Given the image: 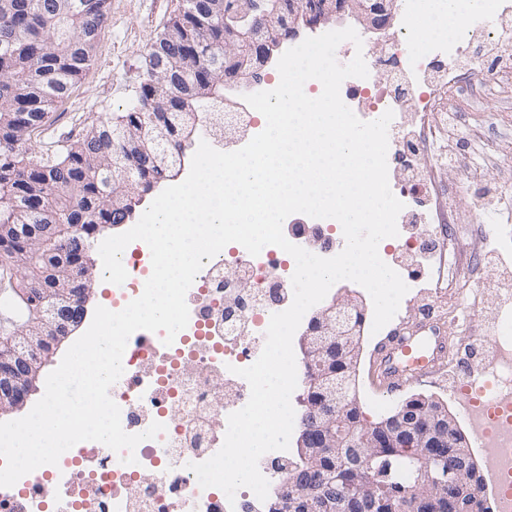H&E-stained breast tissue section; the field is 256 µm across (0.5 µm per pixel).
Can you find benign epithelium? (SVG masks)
<instances>
[{
    "label": "benign epithelium",
    "instance_id": "benign-epithelium-1",
    "mask_svg": "<svg viewBox=\"0 0 512 512\" xmlns=\"http://www.w3.org/2000/svg\"><path fill=\"white\" fill-rule=\"evenodd\" d=\"M273 8H262L261 0H224V11L200 6L212 21L224 23V58L239 63L236 78L257 77L260 64L286 39L299 35L301 27L314 29L345 15L365 30H384L392 25L401 0H289L283 15L281 0ZM17 292L36 305L29 326L0 336V415L22 409L35 390L46 357L82 323L93 289L46 287L29 273L18 274ZM224 280L236 291L225 296V305L235 307L251 283L236 277V269L224 272ZM365 307L350 291L336 296L317 312L301 340L308 366L311 402L297 445L303 452L327 460L328 466L312 468L293 481L323 488L314 499L303 492L288 497L283 486V505L292 512H469L471 500L481 483L480 467L470 443L456 418L437 399L412 396L398 402V411L380 424L363 419L355 390L340 378L336 350L358 357ZM374 448H404L421 460L413 486L392 493L378 502L368 492L369 478L362 489L349 496L336 494V459L348 454L358 459ZM463 448V453L451 449Z\"/></svg>",
    "mask_w": 512,
    "mask_h": 512
}]
</instances>
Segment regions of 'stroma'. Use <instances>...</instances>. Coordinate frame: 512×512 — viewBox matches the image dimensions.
<instances>
[{"label": "stroma", "instance_id": "35a3bbf8", "mask_svg": "<svg viewBox=\"0 0 512 512\" xmlns=\"http://www.w3.org/2000/svg\"><path fill=\"white\" fill-rule=\"evenodd\" d=\"M181 0H108L107 19L97 38L95 59L74 85L70 95L49 113L42 127L27 143L29 155L59 154L82 137L98 120L119 114L133 99L143 74L147 49L177 15ZM449 111L460 113L461 131L452 145L457 163L435 167V156L420 153L421 172H434V190L453 196L455 207L446 216V233L432 232L430 224L407 225L406 232L428 241L448 260L449 297L459 290L469 293L466 322L447 318L441 326L453 342V355L440 372L406 390L388 395L374 384V362L378 347L389 328L373 331L372 317H365L356 371V389L367 422L386 418L394 404L416 393L443 401L458 412L456 399L448 391L460 366L477 369L490 363L493 337L484 335L482 315L496 306L498 297L489 281L503 273L499 261L489 259L493 239L487 228L498 224L497 216H481L471 206L483 189L503 192V210L512 214V74L493 79H464Z\"/></svg>", "mask_w": 512, "mask_h": 512}]
</instances>
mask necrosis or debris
<instances>
[{
    "instance_id": "obj_1",
    "label": "necrosis or debris",
    "mask_w": 512,
    "mask_h": 512,
    "mask_svg": "<svg viewBox=\"0 0 512 512\" xmlns=\"http://www.w3.org/2000/svg\"><path fill=\"white\" fill-rule=\"evenodd\" d=\"M405 10L426 21L430 34L419 38L400 28L387 55L370 60L368 69H397L402 81L389 89L371 79L351 77L340 87L342 101L356 113L379 118L386 110L405 107L420 115V126L390 139L387 160L405 163L402 181L391 182L393 194L403 203L424 196L429 188L411 155L420 153L428 128L454 134L460 117L448 111L444 99L452 85L450 74L460 61L478 79L491 72L475 53L476 48L498 49L499 20L512 15V0H404ZM462 14L463 23L448 27L449 12ZM279 247L266 246L258 256L238 248L236 264L242 277L254 282L250 295L233 310H225L224 257L206 261L186 294L189 322L172 344L163 333L134 332L122 364L125 384L109 394L121 410V423L131 434L144 432L151 423L164 425L156 438L135 449V463H122L119 454L102 443L83 441L47 466L53 481V501L43 496L39 476L28 474L10 488L0 487V512H261L263 503L246 488L227 499L217 488H201L188 462H202L221 447L227 418L250 397L243 378L229 374V367L244 368L259 357L248 337L264 340L272 314L286 310L293 301L289 292L294 265L286 263ZM128 273L112 289V310L119 311L139 297L152 272L146 243H130L122 253ZM499 305L486 319V335L495 337L493 362L457 381L460 410L471 430L478 433L484 472L495 485L492 512H512V493L500 482H512V275L495 282ZM228 375L227 399H218L213 380ZM156 481L141 485L145 473Z\"/></svg>"
}]
</instances>
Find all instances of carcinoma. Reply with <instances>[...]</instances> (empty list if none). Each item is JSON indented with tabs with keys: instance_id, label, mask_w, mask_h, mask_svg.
Segmentation results:
<instances>
[{
	"instance_id": "cac0c4a2",
	"label": "carcinoma",
	"mask_w": 512,
	"mask_h": 512,
	"mask_svg": "<svg viewBox=\"0 0 512 512\" xmlns=\"http://www.w3.org/2000/svg\"><path fill=\"white\" fill-rule=\"evenodd\" d=\"M194 9L183 4L147 50L139 91L125 111L47 160L26 157L23 147L93 62L97 36L86 30L102 24L107 0H18L0 12V40L10 41L0 46V228L56 225L52 244L34 243L12 257V265L0 263V332L34 319L15 292L11 267H38L52 278L61 263L91 249L95 233L117 223L113 206L133 210L140 203L127 196L125 178L148 192L173 176L194 114L223 97L224 76L237 68L221 71L208 60L222 53L224 28L201 26ZM161 58L172 70L190 71L191 84L153 75ZM72 224L87 226L81 238L70 233ZM416 466L417 460L399 448L377 450L366 463L377 471L379 496L408 487Z\"/></svg>"
}]
</instances>
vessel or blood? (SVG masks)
Segmentation results:
<instances>
[{
  "label": "vessel or blood",
  "mask_w": 512,
  "mask_h": 512,
  "mask_svg": "<svg viewBox=\"0 0 512 512\" xmlns=\"http://www.w3.org/2000/svg\"><path fill=\"white\" fill-rule=\"evenodd\" d=\"M448 352V340L432 318L411 330L396 328L378 349L375 382L387 394L411 382L435 375Z\"/></svg>",
  "instance_id": "b4317fda"
}]
</instances>
